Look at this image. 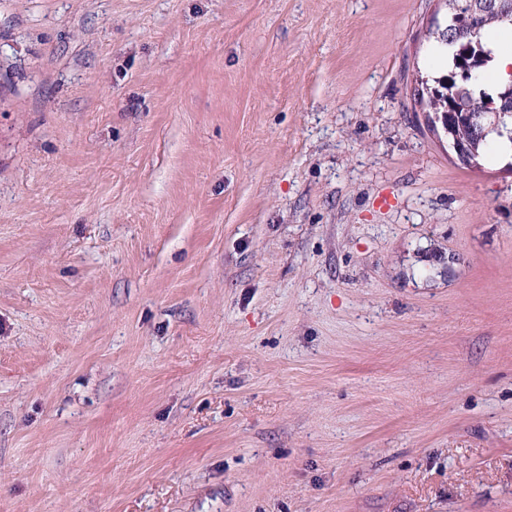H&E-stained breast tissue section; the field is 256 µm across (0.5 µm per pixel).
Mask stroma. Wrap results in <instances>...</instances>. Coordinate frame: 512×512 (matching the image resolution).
I'll return each instance as SVG.
<instances>
[{
	"label": "stroma",
	"instance_id": "stroma-1",
	"mask_svg": "<svg viewBox=\"0 0 512 512\" xmlns=\"http://www.w3.org/2000/svg\"><path fill=\"white\" fill-rule=\"evenodd\" d=\"M442 0H0V512H512V167L414 100Z\"/></svg>",
	"mask_w": 512,
	"mask_h": 512
}]
</instances>
